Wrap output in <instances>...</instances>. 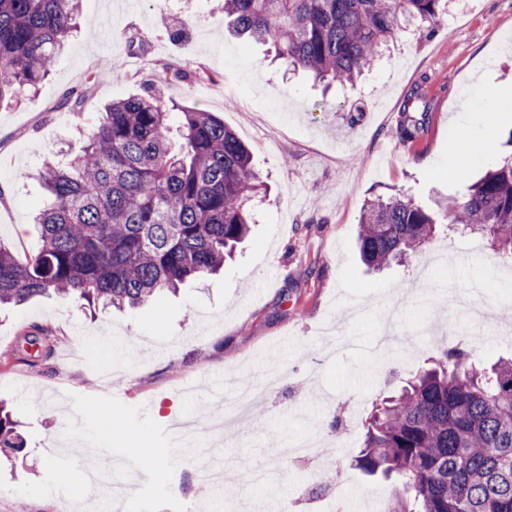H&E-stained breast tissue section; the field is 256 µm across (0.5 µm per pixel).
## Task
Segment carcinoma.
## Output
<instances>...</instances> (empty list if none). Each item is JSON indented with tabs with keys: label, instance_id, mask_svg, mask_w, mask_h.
<instances>
[{
	"label": "carcinoma",
	"instance_id": "1",
	"mask_svg": "<svg viewBox=\"0 0 512 512\" xmlns=\"http://www.w3.org/2000/svg\"><path fill=\"white\" fill-rule=\"evenodd\" d=\"M446 0H222L236 35L271 43L292 71L353 86L400 31L425 37ZM76 0H0V102L37 87L73 28ZM89 88L62 105L81 114ZM168 105L132 95L103 108L78 152L47 161L41 246L25 261L0 243V307L59 295L107 309L136 308L189 278L224 266L250 232L264 184L236 133L210 112L182 110L179 148ZM426 116L402 112L396 137L414 144ZM446 228L480 233L512 259V154L463 196L438 204ZM435 215L412 198L368 202L357 243L364 262H409L432 240ZM381 399L356 466L395 477L410 498L385 512H512V357L490 369L469 350L443 349ZM22 447L17 421L0 407V452Z\"/></svg>",
	"mask_w": 512,
	"mask_h": 512
}]
</instances>
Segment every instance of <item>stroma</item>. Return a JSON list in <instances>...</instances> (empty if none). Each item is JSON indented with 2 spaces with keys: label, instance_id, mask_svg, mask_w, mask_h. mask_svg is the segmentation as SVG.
<instances>
[{
  "label": "stroma",
  "instance_id": "obj_1",
  "mask_svg": "<svg viewBox=\"0 0 512 512\" xmlns=\"http://www.w3.org/2000/svg\"><path fill=\"white\" fill-rule=\"evenodd\" d=\"M430 37L405 30L356 89L323 92L273 62L269 45L232 37L213 0H80L77 27L47 79L0 106V243L19 260L40 246L32 217L46 195L43 162L78 150L103 105L152 92L210 112L252 151L270 192L256 223L220 274L135 309L92 312L71 299L36 297L0 313V401L25 446L0 458V512H67L72 497L106 486L64 477L86 456L70 435L107 447L136 475L122 512H281L331 499L336 512H367L399 486L358 469L364 425L438 349L476 351L485 364L512 355V263L479 234L440 230L409 265L368 269L358 219L376 196L404 194L433 208L463 193L512 153V0L449 4ZM138 34L142 47L124 36ZM172 72H164V65ZM215 75L199 84L197 66ZM181 76H174V69ZM97 74L82 117L64 94ZM426 93L429 131L409 145L391 131L412 88ZM496 115L491 143L483 116ZM49 329L47 357L19 353L26 331ZM272 371L260 421L233 433L201 426L193 456L223 472L263 464L275 488H182L183 457L170 420L220 413L226 375L255 383ZM315 435V462L331 484L315 488L278 448Z\"/></svg>",
  "mask_w": 512,
  "mask_h": 512
}]
</instances>
